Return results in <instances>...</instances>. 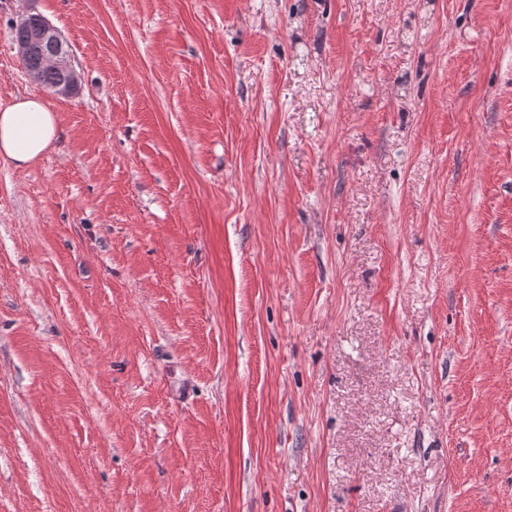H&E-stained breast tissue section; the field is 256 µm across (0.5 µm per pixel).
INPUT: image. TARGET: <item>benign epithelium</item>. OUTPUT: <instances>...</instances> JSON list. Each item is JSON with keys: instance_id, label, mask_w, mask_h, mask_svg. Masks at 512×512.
Masks as SVG:
<instances>
[{"instance_id": "benign-epithelium-1", "label": "benign epithelium", "mask_w": 512, "mask_h": 512, "mask_svg": "<svg viewBox=\"0 0 512 512\" xmlns=\"http://www.w3.org/2000/svg\"><path fill=\"white\" fill-rule=\"evenodd\" d=\"M35 20L28 29L27 39L15 42L20 57H25L32 44L39 43L48 47L40 61V67L26 70V75L34 82L41 80L40 68L48 67L57 71L61 79L54 92L61 96L71 95L78 87V76L72 68L69 60V53L61 41L55 27L43 16L29 14L23 20Z\"/></svg>"}]
</instances>
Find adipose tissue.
I'll use <instances>...</instances> for the list:
<instances>
[{"instance_id":"obj_1","label":"adipose tissue","mask_w":512,"mask_h":512,"mask_svg":"<svg viewBox=\"0 0 512 512\" xmlns=\"http://www.w3.org/2000/svg\"><path fill=\"white\" fill-rule=\"evenodd\" d=\"M57 136L56 116L44 98L21 97L0 105V156L15 166L33 163Z\"/></svg>"}]
</instances>
